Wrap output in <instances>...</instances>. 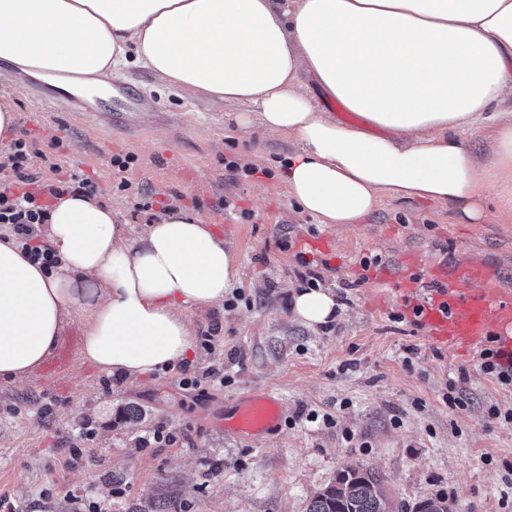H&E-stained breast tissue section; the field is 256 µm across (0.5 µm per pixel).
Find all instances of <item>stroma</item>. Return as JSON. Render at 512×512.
Wrapping results in <instances>:
<instances>
[{"mask_svg": "<svg viewBox=\"0 0 512 512\" xmlns=\"http://www.w3.org/2000/svg\"><path fill=\"white\" fill-rule=\"evenodd\" d=\"M125 81L146 109L96 123L88 113L102 90L61 100L58 86L0 66V99L16 107V137L36 141L63 173L89 176L135 229L166 207L214 225L236 259V296L188 311L197 338L218 340L175 369L106 376L83 359L76 323L53 354L54 375L0 384V498L13 512H307L355 465L382 477L396 512L426 499L447 500L450 512H512V424L488 416L512 409V389L481 371L479 354L430 341L398 294L371 284L401 258L460 254L512 283V223L493 197L478 224L447 204L391 197L358 223L321 224L276 169L292 141L258 123L240 133L231 106L185 100L136 66ZM118 156L131 159L125 190ZM243 158L248 170H225ZM143 194L154 206L134 212ZM301 251L338 303L314 329L290 312ZM188 376L198 385L184 386ZM451 385L465 408L446 401ZM253 392L279 399L280 431L225 432V404Z\"/></svg>", "mask_w": 512, "mask_h": 512, "instance_id": "obj_1", "label": "stroma"}]
</instances>
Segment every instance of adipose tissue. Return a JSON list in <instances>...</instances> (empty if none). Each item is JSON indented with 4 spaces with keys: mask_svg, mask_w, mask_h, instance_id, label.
Segmentation results:
<instances>
[{
    "mask_svg": "<svg viewBox=\"0 0 512 512\" xmlns=\"http://www.w3.org/2000/svg\"><path fill=\"white\" fill-rule=\"evenodd\" d=\"M0 63L84 92L129 65L191 98L237 106L292 140L290 197L321 224H353L383 197L454 205L472 222L493 189L512 220V0H0ZM336 101L358 121L333 118ZM480 134L476 158L466 136ZM43 239L45 272L0 229V382L28 377L65 329L85 361L129 379L189 357L194 308L220 304L233 253L184 210L142 232L96 196L67 193ZM321 288L293 295L315 327L333 314Z\"/></svg>",
    "mask_w": 512,
    "mask_h": 512,
    "instance_id": "adipose-tissue-1",
    "label": "adipose tissue"
}]
</instances>
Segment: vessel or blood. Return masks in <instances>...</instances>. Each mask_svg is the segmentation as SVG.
Returning a JSON list of instances; mask_svg holds the SVG:
<instances>
[{"mask_svg": "<svg viewBox=\"0 0 512 512\" xmlns=\"http://www.w3.org/2000/svg\"><path fill=\"white\" fill-rule=\"evenodd\" d=\"M375 284L405 297L416 324L454 353L478 350L512 326V290L478 260L387 268ZM282 418V405L274 396L253 395L225 410L224 428L241 435L269 434Z\"/></svg>", "mask_w": 512, "mask_h": 512, "instance_id": "obj_1", "label": "vessel or blood"}]
</instances>
